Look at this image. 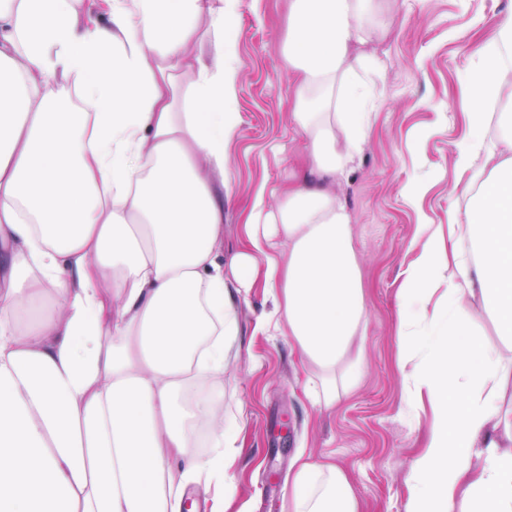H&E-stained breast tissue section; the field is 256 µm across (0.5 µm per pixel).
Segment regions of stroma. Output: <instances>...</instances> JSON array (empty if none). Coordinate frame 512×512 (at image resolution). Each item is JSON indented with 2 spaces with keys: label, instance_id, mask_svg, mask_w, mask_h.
Instances as JSON below:
<instances>
[{
  "label": "stroma",
  "instance_id": "obj_1",
  "mask_svg": "<svg viewBox=\"0 0 512 512\" xmlns=\"http://www.w3.org/2000/svg\"><path fill=\"white\" fill-rule=\"evenodd\" d=\"M389 20L362 51L376 68L367 141L336 187L352 217L366 302L357 382L322 408L310 373L261 284L236 304L239 334L224 360L216 407L241 429L228 512H287L297 457L343 469L360 512H406L405 478L422 451L431 408L407 412L397 362L398 289L416 251L417 228L447 230L474 193L455 164L470 133L474 96L465 80L476 49L493 40L512 0H379ZM288 0H240L231 23L240 66L233 109L239 132L227 149L224 256L247 244L245 218L257 194L267 203L306 165L289 122L295 89L280 44Z\"/></svg>",
  "mask_w": 512,
  "mask_h": 512
}]
</instances>
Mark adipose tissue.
<instances>
[{
  "label": "adipose tissue",
  "instance_id": "ef3b65f1",
  "mask_svg": "<svg viewBox=\"0 0 512 512\" xmlns=\"http://www.w3.org/2000/svg\"><path fill=\"white\" fill-rule=\"evenodd\" d=\"M0 0V512H184L188 484L224 479L237 432L189 386L223 387L241 289L262 279L314 369L336 368L366 308L351 217L336 193L374 105L357 54L384 26L375 0H290L281 51L307 168L276 206L256 196L247 251L224 259L226 148L238 0ZM512 73V16L468 74L490 119ZM499 157L447 235L422 233L399 288L405 403L436 412L406 484V512H512V133L457 146L460 172ZM286 252L275 251V242ZM265 257L257 266L256 254ZM447 301L432 304L436 292ZM479 298L503 340L476 336ZM206 420L214 454L196 452ZM288 512H359L347 474L302 462Z\"/></svg>",
  "mask_w": 512,
  "mask_h": 512
}]
</instances>
